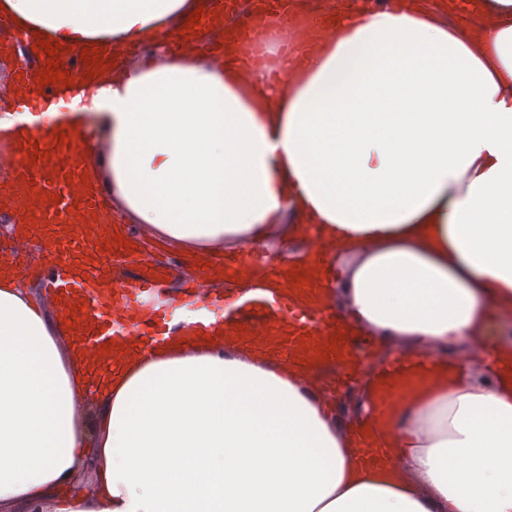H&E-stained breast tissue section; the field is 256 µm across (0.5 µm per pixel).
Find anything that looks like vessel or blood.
Wrapping results in <instances>:
<instances>
[{"instance_id": "b4317fda", "label": "vessel or blood", "mask_w": 512, "mask_h": 512, "mask_svg": "<svg viewBox=\"0 0 512 512\" xmlns=\"http://www.w3.org/2000/svg\"><path fill=\"white\" fill-rule=\"evenodd\" d=\"M78 149L68 142L51 150L49 158H37L35 164L18 165L0 198L16 212L25 214L38 224H65L77 217L92 213L105 214L106 208L93 191L76 192L81 170L76 162ZM59 195V202L48 199ZM108 231L92 236H80L48 246L51 258L46 285L60 299V307L74 306L76 320L71 328L85 345L102 350L105 343L124 344L127 337L136 336L140 343L161 345L164 336L175 333L191 336L196 324L170 325L165 310L155 307L142 314L146 296L160 295L164 290L165 274L159 270L132 272L111 281L109 289L100 288L93 269L75 267L72 254L84 249L93 253L106 251ZM267 256L256 254L247 258L225 261V278L240 277L250 266H268ZM295 274L284 271V283L278 295L268 297L261 290L252 294H237L234 300L218 295L213 305L224 309V339L228 342L269 349L274 358L302 361L308 369L325 368L343 371L368 351L364 340L346 334L343 325L325 330L318 318L301 309L302 289L293 285ZM343 335L341 345H332L334 335ZM335 347L332 355H324L327 347ZM424 358L383 368L376 381L372 406L373 420H380L391 407L395 397L410 386L424 365Z\"/></svg>"}]
</instances>
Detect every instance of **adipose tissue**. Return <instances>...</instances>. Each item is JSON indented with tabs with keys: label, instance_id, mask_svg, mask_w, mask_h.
<instances>
[{
	"label": "adipose tissue",
	"instance_id": "ef3b65f1",
	"mask_svg": "<svg viewBox=\"0 0 512 512\" xmlns=\"http://www.w3.org/2000/svg\"><path fill=\"white\" fill-rule=\"evenodd\" d=\"M202 0H0L26 45L112 64L58 97L96 131L121 235L223 260L302 245L318 317L427 356L362 462L303 365L171 336L99 369L0 272V512H512V0H341L293 44L174 48ZM133 46L149 56L130 54ZM95 404L87 435V404Z\"/></svg>",
	"mask_w": 512,
	"mask_h": 512
}]
</instances>
